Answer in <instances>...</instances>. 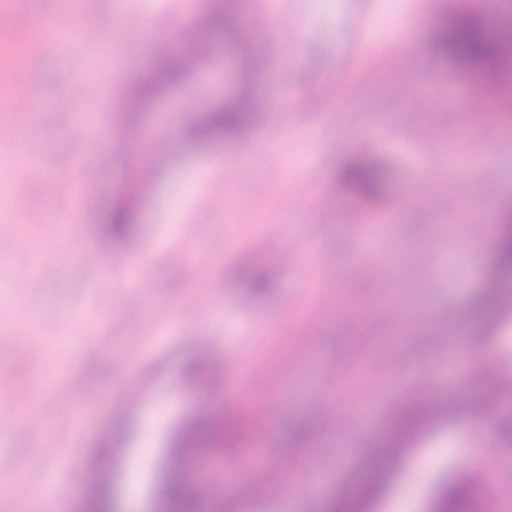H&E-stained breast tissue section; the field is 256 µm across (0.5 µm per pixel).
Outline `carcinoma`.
<instances>
[{
    "instance_id": "1",
    "label": "carcinoma",
    "mask_w": 512,
    "mask_h": 512,
    "mask_svg": "<svg viewBox=\"0 0 512 512\" xmlns=\"http://www.w3.org/2000/svg\"><path fill=\"white\" fill-rule=\"evenodd\" d=\"M206 28L212 33L214 49L221 50L238 42L243 35L239 13L224 0H207L203 16ZM486 15L464 7L451 13H442L435 25L431 46L444 60H451L458 68L478 72L488 83L512 79V42L507 43L488 35ZM186 57L165 54L156 58L153 66L131 81L135 100L146 107L186 76ZM259 76L253 71L243 75L244 88L238 96L206 106L189 128L193 142L236 139L253 127L256 113L261 111L253 97V88ZM389 175L388 164L378 158L356 157L341 173L342 184L353 194L363 198H376L384 194ZM101 233L109 239L123 240L134 227L130 204L117 205L98 224ZM494 264L489 286L476 300L474 314L488 319L496 311L501 290L512 286V209L505 208L497 215V233L493 244ZM432 419L426 406L410 405L395 420L392 428L374 437L372 446L379 449L378 463L371 471L367 484L339 499H330L324 512H351L352 502L358 495L380 491L390 471L389 459L393 449L420 430ZM232 429L224 425L217 413L198 414L186 425L177 440L179 448L168 474L164 492L170 512H198L201 495L198 488L185 482L181 470L199 448L214 452L224 447V438ZM474 498L473 484L466 478L450 479L438 487V512H471Z\"/></svg>"
}]
</instances>
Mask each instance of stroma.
I'll return each mask as SVG.
<instances>
[{"label": "stroma", "mask_w": 512, "mask_h": 512, "mask_svg": "<svg viewBox=\"0 0 512 512\" xmlns=\"http://www.w3.org/2000/svg\"><path fill=\"white\" fill-rule=\"evenodd\" d=\"M457 3L245 0L246 13H270L268 28L248 36L266 111L238 140L196 144L186 136L195 101L237 90L236 49L198 56L188 81L146 107L138 126L114 94L115 83L181 46L182 28L201 25L192 0H23L14 36L43 75L24 111L11 106L21 71L0 81V471L10 477L0 512H34L32 493L47 482L55 496L44 512H86L97 479L114 512H155L157 478L202 401L231 413L243 435L200 473L201 512H322L324 498L365 478L371 438L397 406L444 405L460 392L488 414L512 405L501 392L512 372V311L489 322L470 316L494 258L489 239L460 231L486 221L475 199L512 200V124L496 109L469 111L470 76L429 47L439 14ZM86 29L101 36L111 80L98 97L77 99L69 90L101 74L88 64ZM401 51L413 71L392 64ZM407 112L428 141L402 125ZM453 152L480 168L449 163ZM356 156L389 163L382 199L363 201L341 184ZM422 161L431 175L420 184ZM27 163L41 176L25 178ZM129 189L136 232L107 244L96 216ZM445 193L456 207L429 206ZM85 195L95 213L70 221ZM31 210L39 223H28ZM276 238L292 244L291 263L271 251ZM316 250L330 258L334 285ZM82 251L108 270L98 287L86 285ZM116 254L140 267L144 287L115 284ZM367 256L391 275L361 268ZM13 269L32 275L13 282ZM247 271L266 280L264 294L251 293ZM444 336L494 352L481 378L461 373L459 355L443 356ZM250 364L276 397L249 393ZM66 381L79 394L62 414L56 388ZM137 386L147 389L139 406L113 420L110 397ZM359 398L367 414L342 430L313 423L314 404L340 413ZM253 441L293 449L296 460L257 481ZM475 448L493 461L477 512H512V446L466 415L409 441L384 491L355 512H429L436 478L468 470ZM240 484L247 497L234 496Z\"/></svg>", "instance_id": "35a3bbf8"}]
</instances>
